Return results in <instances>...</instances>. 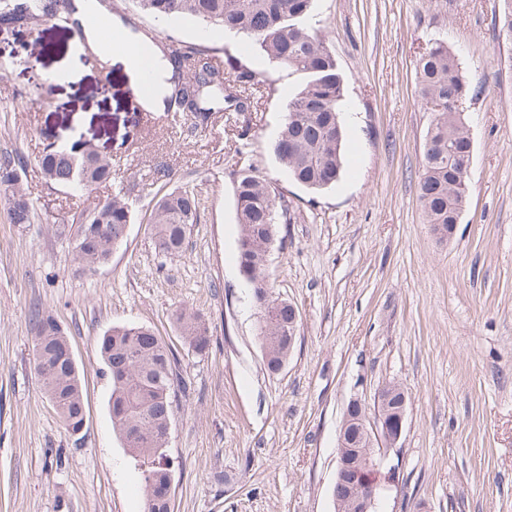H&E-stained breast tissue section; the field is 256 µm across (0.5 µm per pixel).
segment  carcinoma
Segmentation results:
<instances>
[{
	"label": "carcinoma",
	"mask_w": 512,
	"mask_h": 512,
	"mask_svg": "<svg viewBox=\"0 0 512 512\" xmlns=\"http://www.w3.org/2000/svg\"><path fill=\"white\" fill-rule=\"evenodd\" d=\"M312 0H132L136 11L154 17H192L254 40L270 62L306 76V82L287 105V115L274 144V153L289 176L309 189L332 185L342 170L343 79L328 33L306 25ZM72 0H0V28L21 29L51 21L72 24ZM500 32L512 42V0H502ZM171 67L167 111L191 112L201 121L211 112H248L259 77L239 65L233 83L214 62L213 49L183 41L171 42L163 53ZM420 98L432 112L419 175V198L427 223L447 230L458 223L467 198L472 141L462 117V101L481 89L468 84L448 46L433 42L416 63ZM45 183L64 189L91 190L112 181V159L89 146L63 142L44 148L38 160ZM26 162L0 158V198L11 224L38 220L35 204L22 185ZM237 221L241 228L238 262L251 280L260 312L283 324L294 305L274 303L265 274V258L274 242L275 226L291 221L288 209L278 207L279 194L255 171L239 174L235 188ZM201 202L194 190L177 187L153 205L155 248L177 258L182 255L192 225L200 220ZM132 214L123 192L95 200L76 212L74 262L92 272L110 260L114 247L127 237ZM37 336L35 362L48 370L43 390L63 428L74 433L85 408L77 366L66 355L69 339L56 317L34 311ZM177 323L189 344L202 351L210 336L198 313L182 312ZM267 369L275 373L288 360V335L268 328ZM101 357L112 383V427L141 467L146 512H171L173 478L166 449L176 398L174 356L146 326H114L101 338Z\"/></svg>",
	"instance_id": "carcinoma-1"
}]
</instances>
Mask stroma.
Returning a JSON list of instances; mask_svg holds the SVG:
<instances>
[{
  "mask_svg": "<svg viewBox=\"0 0 512 512\" xmlns=\"http://www.w3.org/2000/svg\"><path fill=\"white\" fill-rule=\"evenodd\" d=\"M500 0H313L345 87L343 168L313 191L293 181L273 145L304 75L268 62L259 45L191 18L120 12L139 29L215 47L234 80L259 73L251 112L207 124L134 100L139 73L120 56L101 69L76 32L43 23L0 32V56L19 43L54 44L35 69L0 82V156L27 162L40 220L0 212V512H144L135 461L112 428L110 379L98 339L115 325L150 327L185 384L168 443L173 512H334L338 435L351 400L373 409L379 388L408 394L401 438L376 480L378 512H512V45L498 31ZM456 55L483 88L465 100L473 156L453 238L439 239L418 199L432 119L415 66L429 41ZM82 138L112 158L133 221L96 272H75L78 190L45 184L46 145ZM252 167L291 216L268 255L273 297L299 323L283 370L269 372L259 312L240 274L235 180ZM169 168L172 182L156 170ZM173 186L201 198L179 258L155 248L147 218ZM66 328L87 423L71 436L33 365L35 310ZM201 314L210 345L197 351L176 322Z\"/></svg>",
  "mask_w": 512,
  "mask_h": 512,
  "instance_id": "stroma-1",
  "label": "stroma"
}]
</instances>
